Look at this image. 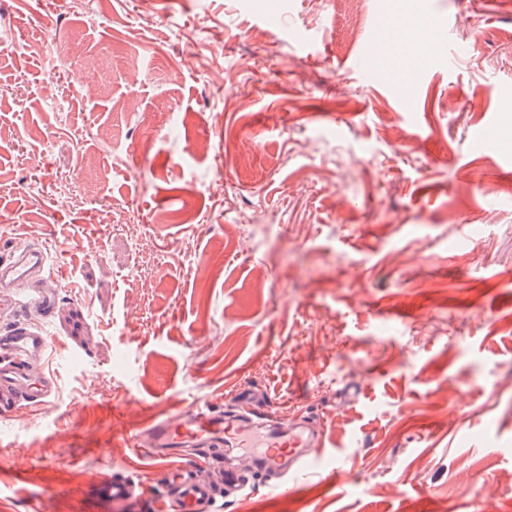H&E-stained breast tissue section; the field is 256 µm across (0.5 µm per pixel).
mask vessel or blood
Returning <instances> with one entry per match:
<instances>
[{
  "mask_svg": "<svg viewBox=\"0 0 512 512\" xmlns=\"http://www.w3.org/2000/svg\"><path fill=\"white\" fill-rule=\"evenodd\" d=\"M427 33L410 39L382 41L408 62L420 64V48L430 45ZM51 255L41 245L14 239L7 257L0 258V309H26L49 321L57 298L38 288L37 280L51 274ZM52 339L28 320H16L0 331V420L15 409H46L58 395L57 377L48 367ZM239 413L223 414L211 403L200 401L179 415L153 421L147 436L124 434L123 439L144 455L162 459L175 448L201 446L203 461L224 462L231 453L244 450L255 456L257 471L272 477L275 491L293 486L299 475L323 470L326 454L321 433L304 422H282L274 414L257 409L248 390L235 395ZM144 483L126 476H110L98 485L96 495L118 512L130 499L141 496ZM218 494L212 485L186 477L183 469H170L166 488L155 499L157 512H215Z\"/></svg>",
  "mask_w": 512,
  "mask_h": 512,
  "instance_id": "vessel-or-blood-1",
  "label": "vessel or blood"
}]
</instances>
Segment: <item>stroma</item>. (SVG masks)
Segmentation results:
<instances>
[{
    "instance_id": "1",
    "label": "stroma",
    "mask_w": 512,
    "mask_h": 512,
    "mask_svg": "<svg viewBox=\"0 0 512 512\" xmlns=\"http://www.w3.org/2000/svg\"><path fill=\"white\" fill-rule=\"evenodd\" d=\"M408 14L465 54L405 103L358 60ZM509 158L512 0H0V256L57 264L60 384L0 512H105L111 475L152 512L119 433L240 388L334 466L220 512H512ZM144 482L126 476H109L98 485L96 495L108 508H124L130 499L140 497Z\"/></svg>"
}]
</instances>
